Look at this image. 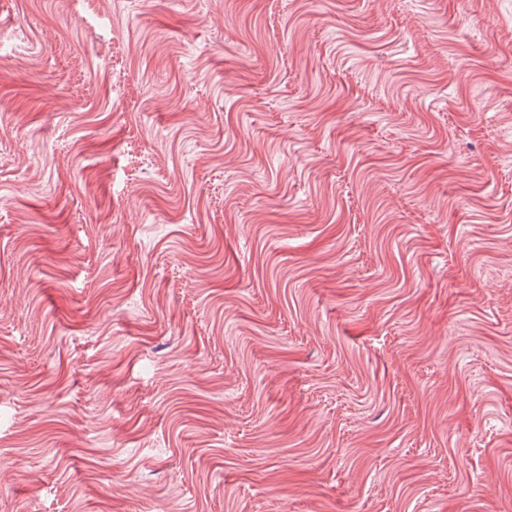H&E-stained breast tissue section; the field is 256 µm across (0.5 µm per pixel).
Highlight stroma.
Returning <instances> with one entry per match:
<instances>
[{
	"label": "stroma",
	"instance_id": "obj_1",
	"mask_svg": "<svg viewBox=\"0 0 512 512\" xmlns=\"http://www.w3.org/2000/svg\"><path fill=\"white\" fill-rule=\"evenodd\" d=\"M0 512H512V0H0Z\"/></svg>",
	"mask_w": 512,
	"mask_h": 512
}]
</instances>
